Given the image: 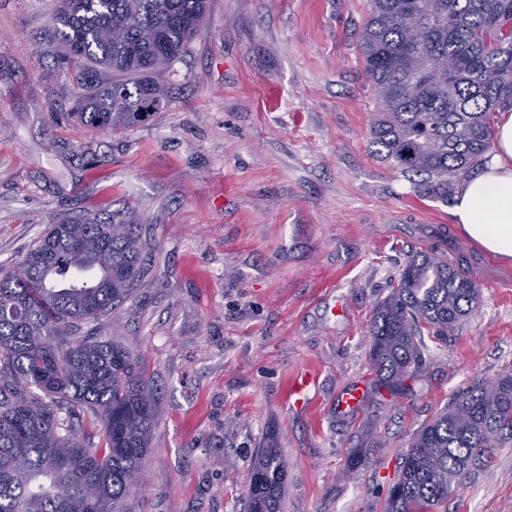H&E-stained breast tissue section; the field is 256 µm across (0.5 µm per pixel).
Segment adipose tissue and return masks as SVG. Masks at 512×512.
<instances>
[{"label":"adipose tissue","mask_w":512,"mask_h":512,"mask_svg":"<svg viewBox=\"0 0 512 512\" xmlns=\"http://www.w3.org/2000/svg\"><path fill=\"white\" fill-rule=\"evenodd\" d=\"M451 214L468 239L512 259V111L499 112L493 155L456 196Z\"/></svg>","instance_id":"1"}]
</instances>
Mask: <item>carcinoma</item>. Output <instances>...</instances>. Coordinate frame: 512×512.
I'll list each match as a JSON object with an SVG mask.
<instances>
[{"label": "carcinoma", "instance_id": "obj_1", "mask_svg": "<svg viewBox=\"0 0 512 512\" xmlns=\"http://www.w3.org/2000/svg\"><path fill=\"white\" fill-rule=\"evenodd\" d=\"M208 0H60L58 63L72 79L71 116L121 131L166 103L160 80L200 32ZM425 29L413 45L410 18ZM512 0H371L358 32L376 110L370 145L403 173L448 198L482 165L491 113L512 107ZM16 271L0 275V512H126L144 478L153 397L116 339L65 337L134 297L146 273L142 225L53 224ZM75 272L93 284L78 288ZM477 283L429 249L408 256L397 286L375 307L369 356L376 388L392 394L423 369L428 334L443 337L475 311ZM37 386L43 396L34 398ZM100 427L81 435L69 422ZM512 438V369L454 395L401 455L385 512H435L493 443ZM285 465L257 451L247 512H281Z\"/></svg>", "mask_w": 512, "mask_h": 512}]
</instances>
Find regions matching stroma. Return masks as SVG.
Instances as JSON below:
<instances>
[{"instance_id": "obj_1", "label": "stroma", "mask_w": 512, "mask_h": 512, "mask_svg": "<svg viewBox=\"0 0 512 512\" xmlns=\"http://www.w3.org/2000/svg\"><path fill=\"white\" fill-rule=\"evenodd\" d=\"M57 0H0V270L52 224L129 212L151 261L118 339L154 389L146 479L128 512H244L259 448L283 512H383L413 433L512 368V260L465 239L451 205L371 153L357 32L369 0H209L163 75L166 106L122 133L68 119ZM445 244L474 314L426 338L418 377L375 393L367 340L407 255ZM312 369L304 408L288 380ZM357 398L343 406L344 395ZM439 512H512V442Z\"/></svg>"}]
</instances>
